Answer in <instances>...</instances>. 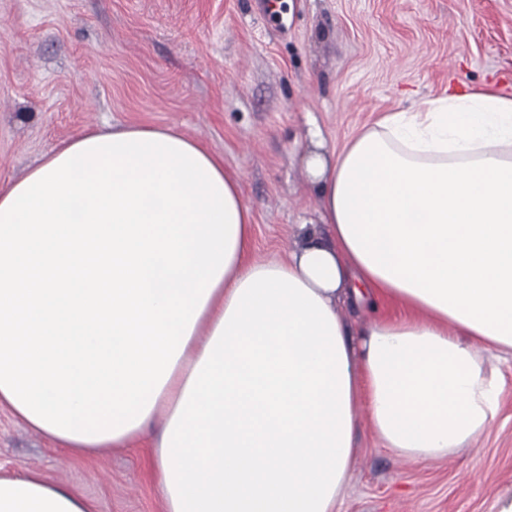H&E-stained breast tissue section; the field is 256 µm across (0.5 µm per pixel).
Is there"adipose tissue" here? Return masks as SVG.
Wrapping results in <instances>:
<instances>
[{
	"instance_id": "ef3b65f1",
	"label": "adipose tissue",
	"mask_w": 512,
	"mask_h": 512,
	"mask_svg": "<svg viewBox=\"0 0 512 512\" xmlns=\"http://www.w3.org/2000/svg\"><path fill=\"white\" fill-rule=\"evenodd\" d=\"M308 165L321 222L269 261L237 175L171 127L0 183V405L85 455L153 436L164 512H336L364 421L413 462L470 447L512 353V93L385 113ZM0 512L95 506L29 469Z\"/></svg>"
}]
</instances>
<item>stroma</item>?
<instances>
[{"label":"stroma","mask_w":512,"mask_h":512,"mask_svg":"<svg viewBox=\"0 0 512 512\" xmlns=\"http://www.w3.org/2000/svg\"><path fill=\"white\" fill-rule=\"evenodd\" d=\"M512 93V0H0V182L108 122L175 127L223 158L253 214L250 255L320 221L304 165L385 111L484 85ZM471 448L419 464L369 428L339 512L512 504V361ZM151 441L85 456L0 411V473L37 469L96 512H162Z\"/></svg>","instance_id":"35a3bbf8"}]
</instances>
